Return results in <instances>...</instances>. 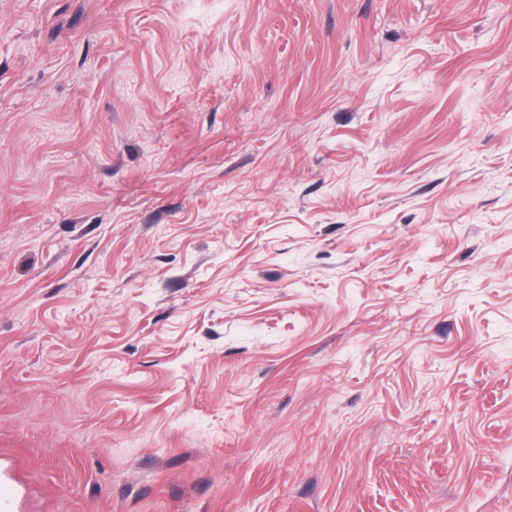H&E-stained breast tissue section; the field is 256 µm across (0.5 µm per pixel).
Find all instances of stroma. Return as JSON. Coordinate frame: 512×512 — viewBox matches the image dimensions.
Segmentation results:
<instances>
[{"label":"stroma","mask_w":512,"mask_h":512,"mask_svg":"<svg viewBox=\"0 0 512 512\" xmlns=\"http://www.w3.org/2000/svg\"><path fill=\"white\" fill-rule=\"evenodd\" d=\"M0 512H512V0H0Z\"/></svg>","instance_id":"stroma-1"}]
</instances>
